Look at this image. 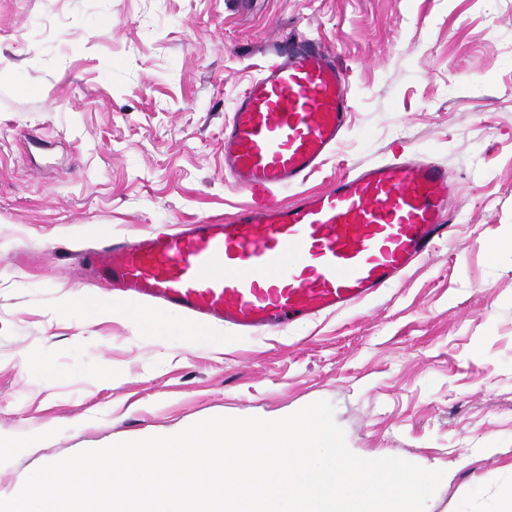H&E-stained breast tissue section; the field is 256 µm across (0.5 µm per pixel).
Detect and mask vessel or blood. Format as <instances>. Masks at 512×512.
Here are the masks:
<instances>
[{"label":"vessel or blood","instance_id":"1","mask_svg":"<svg viewBox=\"0 0 512 512\" xmlns=\"http://www.w3.org/2000/svg\"><path fill=\"white\" fill-rule=\"evenodd\" d=\"M269 54L224 123V168L249 204L175 233L101 241L87 256L113 293L240 333L276 332L376 296L449 242L455 187L435 160L398 155L302 192L346 135L353 98L321 43L298 35Z\"/></svg>","mask_w":512,"mask_h":512}]
</instances>
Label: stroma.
Returning <instances> with one entry per match:
<instances>
[{
	"mask_svg": "<svg viewBox=\"0 0 512 512\" xmlns=\"http://www.w3.org/2000/svg\"><path fill=\"white\" fill-rule=\"evenodd\" d=\"M345 68L350 130L308 187L415 152L458 192L449 244L369 301L272 336L102 297L105 236L199 224L247 197L224 121L274 41ZM512 0H0V498L41 465L214 416L327 400L357 456L453 469L426 512L512 486ZM114 371L106 380L105 371ZM63 308L70 311L79 310L83 312L84 310L89 314H94L93 318L112 313L111 303L103 300L89 299L80 289H73L70 292Z\"/></svg>",
	"mask_w": 512,
	"mask_h": 512,
	"instance_id": "1",
	"label": "stroma"
}]
</instances>
